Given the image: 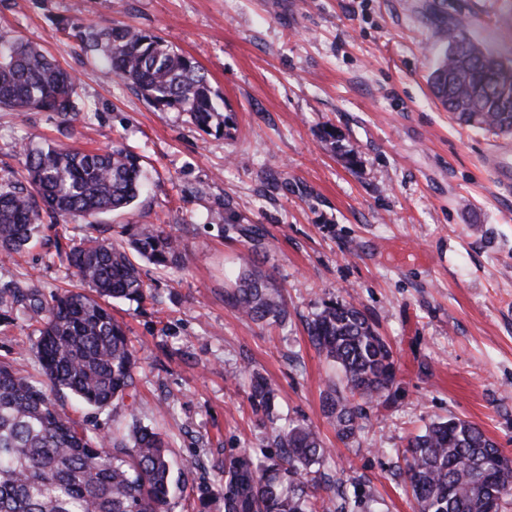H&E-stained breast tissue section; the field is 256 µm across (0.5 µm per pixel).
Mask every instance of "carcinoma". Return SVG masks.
Returning <instances> with one entry per match:
<instances>
[{"label":"carcinoma","mask_w":512,"mask_h":512,"mask_svg":"<svg viewBox=\"0 0 512 512\" xmlns=\"http://www.w3.org/2000/svg\"><path fill=\"white\" fill-rule=\"evenodd\" d=\"M85 51L101 54L156 111L185 113L200 130L224 131L226 116L205 71L160 36L128 25L76 31ZM443 57L430 77L441 105L459 123L512 133V64H506L463 29L445 32ZM76 78L30 43L0 41V108L54 112L69 121ZM27 185L0 187V252L27 248L41 224L77 222L113 212L133 213L142 193L141 158L124 149L85 152L66 144L24 147ZM120 242L88 237L64 252L75 289L29 309L42 323L33 346L44 383L0 362V512H170L169 441L137 416L125 433L101 436L58 408L66 389L99 410L129 395L138 358L107 302L143 306L152 284L135 254L154 265L184 260L178 238L158 224H128ZM255 323L287 318L280 288L251 270L240 272L230 295ZM314 347L334 363L339 383L325 397V415L343 441L365 430L366 406L385 402L396 384L389 344L352 303H329L308 328ZM251 397L274 425L279 454L264 462L244 452L224 460V484L201 490L208 507L224 512H319L311 494L327 453L318 433L302 423L277 425L275 394L257 372ZM416 512H489L512 499V459L477 424L451 417L432 423L403 450Z\"/></svg>","instance_id":"cac0c4a2"}]
</instances>
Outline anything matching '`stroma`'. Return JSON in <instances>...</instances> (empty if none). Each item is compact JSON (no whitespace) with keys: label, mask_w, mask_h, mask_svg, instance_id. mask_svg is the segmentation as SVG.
I'll use <instances>...</instances> for the list:
<instances>
[{"label":"stroma","mask_w":512,"mask_h":512,"mask_svg":"<svg viewBox=\"0 0 512 512\" xmlns=\"http://www.w3.org/2000/svg\"><path fill=\"white\" fill-rule=\"evenodd\" d=\"M443 19L512 58V0H0L1 37L40 45L79 78L72 124L0 112V185L18 179L25 141L124 148L145 176L133 215L46 229L0 262V288H69L58 246L119 239L130 220L180 240L184 264L142 265L156 303L112 305L141 362L133 396L100 412L55 394L103 435L136 415L169 438L191 463L171 512H198L226 457L273 452L246 365L274 388L277 413L329 447L325 512H414L401 449L434 421L470 420L512 456V194L484 166L507 137L458 125L434 97ZM118 23L199 63L224 99L223 133L155 111L73 37ZM244 268L286 290L282 324L228 301ZM330 302L356 304L394 353V394L370 406L356 443L324 413L337 372L307 333ZM38 329L23 306L0 310V360L35 379Z\"/></svg>","instance_id":"35a3bbf8"}]
</instances>
